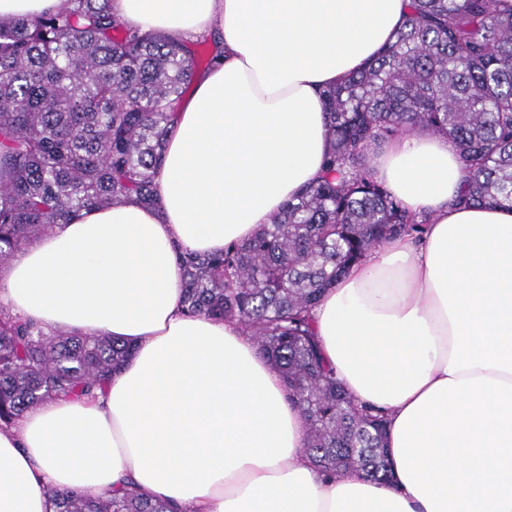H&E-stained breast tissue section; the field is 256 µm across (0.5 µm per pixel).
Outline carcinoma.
I'll use <instances>...</instances> for the list:
<instances>
[{
    "mask_svg": "<svg viewBox=\"0 0 512 512\" xmlns=\"http://www.w3.org/2000/svg\"><path fill=\"white\" fill-rule=\"evenodd\" d=\"M219 54L115 15L110 0H60L36 20L0 18V267L85 209L156 203L180 103ZM329 152L252 238L177 253L189 314L237 323L283 378L307 422L305 453L327 475L393 480L386 418L357 403L323 361L312 321L323 293L384 239L421 236L375 176L391 139L448 138L464 165V205H512V0H410L374 60L322 93ZM106 335L48 328L0 307V428L61 394L105 387L130 357ZM55 512H171L129 486L95 500L47 490Z\"/></svg>",
    "mask_w": 512,
    "mask_h": 512,
    "instance_id": "obj_1",
    "label": "carcinoma"
}]
</instances>
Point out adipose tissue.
<instances>
[{
	"label": "adipose tissue",
	"instance_id": "ef3b65f1",
	"mask_svg": "<svg viewBox=\"0 0 512 512\" xmlns=\"http://www.w3.org/2000/svg\"><path fill=\"white\" fill-rule=\"evenodd\" d=\"M408 0H112L175 40L219 32L170 133L157 203L81 212L0 275V306L123 339L96 398L60 397L0 429V512H53L133 481L181 512H512V208L459 206L461 159L401 135L373 160L424 235L392 236L313 311L350 395L383 412L395 479L328 476L280 373L234 323L183 308L177 249L248 240L322 174L321 92L377 55Z\"/></svg>",
	"mask_w": 512,
	"mask_h": 512
}]
</instances>
